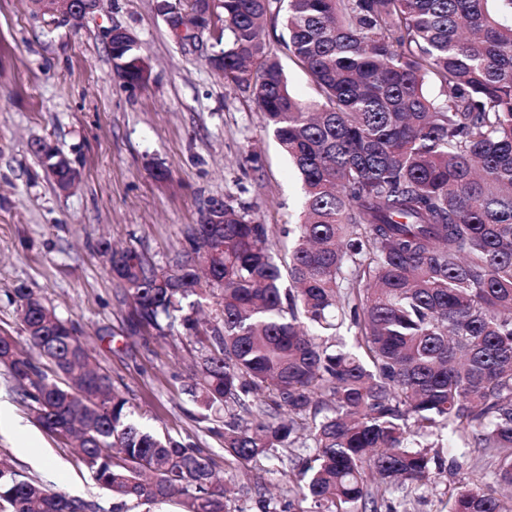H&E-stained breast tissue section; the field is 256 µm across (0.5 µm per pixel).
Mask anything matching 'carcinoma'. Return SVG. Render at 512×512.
Listing matches in <instances>:
<instances>
[{
    "mask_svg": "<svg viewBox=\"0 0 512 512\" xmlns=\"http://www.w3.org/2000/svg\"><path fill=\"white\" fill-rule=\"evenodd\" d=\"M231 42L212 67L254 98L302 182L288 263L274 227L210 202L191 255L168 273L128 248L110 270L129 328L197 338L187 392L227 409L213 433L235 461L288 452V501L261 512H396L423 486L430 448L498 462L512 490V0H288L284 44L318 108L293 96L262 38L272 0H218ZM434 82L440 97L424 86ZM214 296L221 326L199 317ZM27 347L0 362L35 421L112 497V512L175 501L231 512L194 443L134 418L74 325L16 289ZM512 494L468 484L448 512H507ZM0 512H100L0 456Z\"/></svg>",
    "mask_w": 512,
    "mask_h": 512,
    "instance_id": "1",
    "label": "carcinoma"
}]
</instances>
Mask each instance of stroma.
Returning <instances> with one entry per match:
<instances>
[{
  "label": "stroma",
  "mask_w": 512,
  "mask_h": 512,
  "mask_svg": "<svg viewBox=\"0 0 512 512\" xmlns=\"http://www.w3.org/2000/svg\"><path fill=\"white\" fill-rule=\"evenodd\" d=\"M160 0H103L75 24L53 23L30 0H0V335L22 337L15 291H37L71 320L98 365L137 410L141 422L175 438L192 437L232 486L231 512H260L246 484L260 478L274 497L288 487L276 458L228 462L212 429L184 393L198 345L128 331L132 302L98 252L101 239L143 253L166 269L185 259L187 235L211 200H230L275 232L274 259L288 255L283 228L300 220L302 188L249 93L226 83L210 64L228 38L220 27L179 40ZM121 26L137 40L145 83L124 86L105 34ZM282 16L268 15L263 37L288 88L304 102L317 95L280 42ZM57 145L78 174L60 189L32 150ZM0 402L19 422L0 432V453L21 473L112 512L74 449L58 446L32 419L4 375ZM495 463L461 459L433 485L389 495L407 512H442L454 488L497 490Z\"/></svg>",
  "instance_id": "1"
}]
</instances>
